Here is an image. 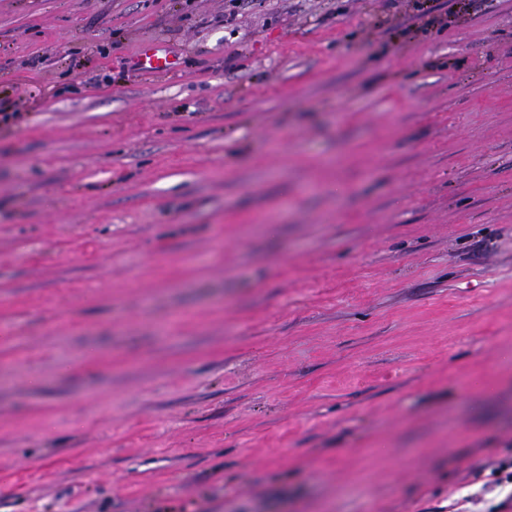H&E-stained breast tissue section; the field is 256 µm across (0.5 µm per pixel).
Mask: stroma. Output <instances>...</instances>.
I'll list each match as a JSON object with an SVG mask.
<instances>
[{
  "label": "stroma",
  "mask_w": 512,
  "mask_h": 512,
  "mask_svg": "<svg viewBox=\"0 0 512 512\" xmlns=\"http://www.w3.org/2000/svg\"><path fill=\"white\" fill-rule=\"evenodd\" d=\"M12 104L0 512L512 492V0H0ZM174 59L167 53H160L154 45H145L140 50V68L152 72H166L174 66Z\"/></svg>",
  "instance_id": "1"
}]
</instances>
